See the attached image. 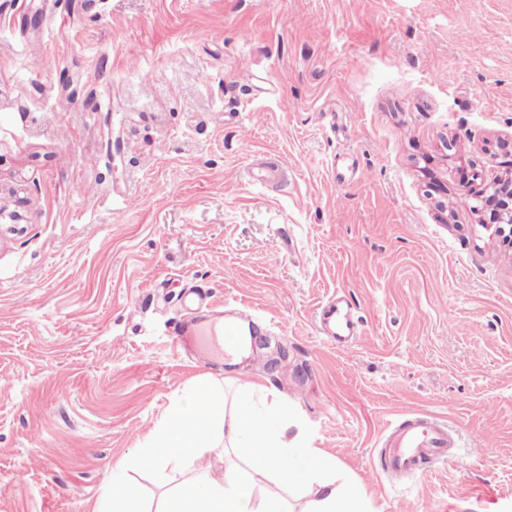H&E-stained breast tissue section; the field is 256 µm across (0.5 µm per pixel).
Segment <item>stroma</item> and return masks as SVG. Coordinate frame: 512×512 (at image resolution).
I'll use <instances>...</instances> for the list:
<instances>
[{"mask_svg":"<svg viewBox=\"0 0 512 512\" xmlns=\"http://www.w3.org/2000/svg\"><path fill=\"white\" fill-rule=\"evenodd\" d=\"M509 176L512 0H0V512H94L118 467L157 501L199 462L135 459L205 377L286 400L372 512H512V247L476 209ZM196 287L260 358L176 346ZM417 412L459 463L378 473ZM317 328L336 348L347 349L362 333L358 317L350 311L349 306L339 300H329L323 304L317 315Z\"/></svg>","mask_w":512,"mask_h":512,"instance_id":"35a3bbf8","label":"stroma"}]
</instances>
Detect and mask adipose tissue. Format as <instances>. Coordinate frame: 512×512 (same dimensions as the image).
I'll return each instance as SVG.
<instances>
[{
  "mask_svg": "<svg viewBox=\"0 0 512 512\" xmlns=\"http://www.w3.org/2000/svg\"><path fill=\"white\" fill-rule=\"evenodd\" d=\"M233 385L230 378L220 386L201 382L158 429L144 459L176 470L191 445L205 441L213 448L237 451L244 467L228 466L219 473L201 467L189 500H182L180 489H169L153 509L116 469L95 512H363L335 459L313 447L303 433L293 432L286 404L273 399L257 408L247 403L228 406L225 391ZM274 479L302 489L301 508L269 491Z\"/></svg>",
  "mask_w": 512,
  "mask_h": 512,
  "instance_id": "adipose-tissue-1",
  "label": "adipose tissue"
}]
</instances>
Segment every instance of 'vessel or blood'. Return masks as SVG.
<instances>
[{
    "label": "vessel or blood",
    "instance_id": "obj_1",
    "mask_svg": "<svg viewBox=\"0 0 512 512\" xmlns=\"http://www.w3.org/2000/svg\"><path fill=\"white\" fill-rule=\"evenodd\" d=\"M240 318L222 325L203 318L174 320L171 334L178 343L196 346L205 362L217 360L221 351H234L244 344ZM317 328L337 348L346 349L362 333L358 317L338 300L323 304L317 315ZM377 446L388 472L420 477L437 463H455L460 455V434L446 420L428 414L400 416L388 423Z\"/></svg>",
    "mask_w": 512,
    "mask_h": 512
}]
</instances>
